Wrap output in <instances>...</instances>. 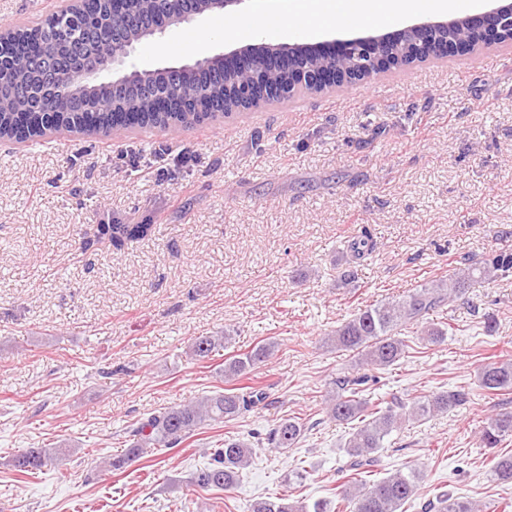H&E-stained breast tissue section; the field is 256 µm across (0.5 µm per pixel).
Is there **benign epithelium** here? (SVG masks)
Returning <instances> with one entry per match:
<instances>
[{
  "label": "benign epithelium",
  "mask_w": 512,
  "mask_h": 512,
  "mask_svg": "<svg viewBox=\"0 0 512 512\" xmlns=\"http://www.w3.org/2000/svg\"><path fill=\"white\" fill-rule=\"evenodd\" d=\"M241 0H196L193 8L183 7V0H166L152 23L136 35L105 49L101 62L88 69L61 72L55 79L59 106L51 112L12 109L0 119V140L8 141V132L23 130L43 136L71 124L64 102L74 88L99 77L105 71L119 70L135 45L146 38L162 37L168 30L189 23L205 14L218 13ZM130 17L127 0H67V6L43 27L30 35L46 52L58 50L52 31L57 26L85 27L110 23ZM512 41V0L481 14L452 20L430 18L408 25L394 33L335 39L321 44L273 43L249 44L227 54L198 60L191 65L164 67L156 73L164 78L187 79L203 70H215L224 78L229 95L248 99L255 86L266 82L271 69L282 66L291 72L288 84L280 90V99L288 100L294 88L308 85L313 92L365 82L372 77L410 66L423 60L477 53L482 48ZM123 74L100 83L101 92L90 99L81 121L80 133L90 136L112 135L117 129L136 125L138 112H119L113 95L129 83Z\"/></svg>",
  "instance_id": "7a95c632"
}]
</instances>
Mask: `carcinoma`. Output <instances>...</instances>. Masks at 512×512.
Here are the masks:
<instances>
[{
	"label": "carcinoma",
	"mask_w": 512,
	"mask_h": 512,
	"mask_svg": "<svg viewBox=\"0 0 512 512\" xmlns=\"http://www.w3.org/2000/svg\"><path fill=\"white\" fill-rule=\"evenodd\" d=\"M112 42V32L93 29L78 42H63L54 57L56 67L63 69L70 59L82 52H98ZM13 52L27 57L29 74L42 69L46 61L28 56L27 40L12 43ZM20 85L14 70L6 67L0 71V91L11 100ZM182 97L202 95L215 105L214 118L228 117L224 110L226 93L224 82L203 74L189 85L177 87ZM151 224H100V237L120 247L130 241L146 238L152 231ZM373 245L366 237L350 240L347 250L355 260L371 252ZM512 273V252H499L481 262L469 261L452 268L448 279H438L430 284L413 288L399 299L384 300L366 305L333 331L336 349L357 354V365L364 372H343L332 378L328 415L331 419L350 426L343 453L347 457V480L335 487L336 512H405L404 506L412 504L419 496L421 470L412 467L408 473L397 471L376 480L365 475L382 467L378 452L385 447L389 437L410 422H422L439 414H446L466 405L472 395L471 387L457 385L446 390H436L427 395L410 396L394 392L371 391L370 383L378 382L371 371L385 370L408 357L412 345L408 339L414 327L427 316L451 310L475 283L493 278H503ZM455 331L450 322L433 325L421 331L428 344L444 341ZM231 336H200L191 346V357L200 360L209 357L218 348L229 343ZM274 343H259L244 354L234 355L224 361L225 382L232 387L214 391L182 404L155 412L141 420L131 430L129 447L121 456L112 458L110 467L120 471L144 457L148 452L176 448L193 433L205 426L222 427L251 410L268 398L267 386L257 380L255 367L273 354ZM478 387L490 395L512 392V355L504 352L485 357L477 376ZM309 426L300 415L280 419L267 433L251 432L248 439L224 436V443L212 457L195 469L190 484L202 491L211 489L230 492L237 486L242 471L247 467L257 448L286 450L295 448L305 437ZM480 444L496 448L507 438H512V413H499L482 421L477 427ZM66 460L61 448H26L15 454L11 466L24 474L55 470ZM494 480L512 484V454L499 456L490 468ZM329 502L316 501L311 505L295 500L288 494L259 498L245 504L243 512H327ZM512 503L502 499L480 504L468 498L454 497L446 492L421 504L422 512H506Z\"/></svg>",
	"instance_id": "carcinoma-1"
}]
</instances>
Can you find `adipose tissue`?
<instances>
[{"instance_id":"ef3b65f1","label":"adipose tissue","mask_w":512,"mask_h":512,"mask_svg":"<svg viewBox=\"0 0 512 512\" xmlns=\"http://www.w3.org/2000/svg\"><path fill=\"white\" fill-rule=\"evenodd\" d=\"M412 0H287L277 23L294 19L299 33L314 34L328 22L357 18L366 24L393 22L407 13Z\"/></svg>"}]
</instances>
